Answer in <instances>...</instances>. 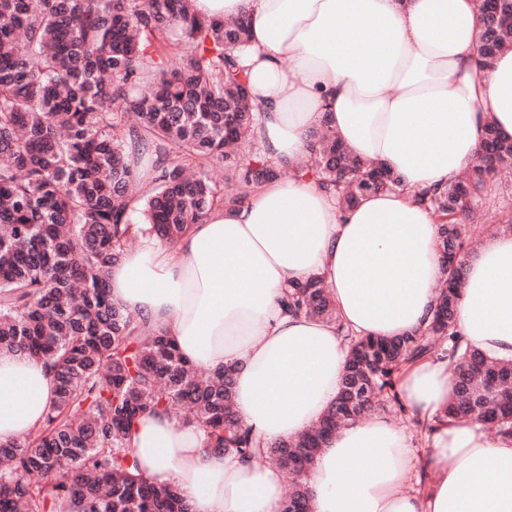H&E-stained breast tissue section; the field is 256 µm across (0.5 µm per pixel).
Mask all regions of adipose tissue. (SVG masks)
I'll return each mask as SVG.
<instances>
[{"label":"adipose tissue","mask_w":512,"mask_h":512,"mask_svg":"<svg viewBox=\"0 0 512 512\" xmlns=\"http://www.w3.org/2000/svg\"><path fill=\"white\" fill-rule=\"evenodd\" d=\"M210 18L247 16L242 50L260 106L266 156L301 161L329 120L358 157L401 176L350 210L313 180L277 179L191 225L169 253L144 239L110 273L111 296L168 336L192 363L236 370L234 407L268 441L308 431L335 401L346 365L336 325L291 316V282L321 279L341 323L361 336L424 330L445 277L438 224L410 190L442 188L476 158L485 123L512 137V50L477 65L476 0H194ZM458 330L512 359V236L463 259ZM339 322V323H340ZM410 416L428 421L420 457L388 419L339 428L310 472L312 512H512V440L476 421H448L447 362L410 365L399 384ZM55 397L44 362L0 354V443L42 425ZM131 446L142 472L175 486L191 512H281L283 472L206 448L194 426L141 416ZM430 481L407 492L418 470Z\"/></svg>","instance_id":"obj_1"}]
</instances>
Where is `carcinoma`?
Instances as JSON below:
<instances>
[{
    "label": "carcinoma",
    "mask_w": 512,
    "mask_h": 512,
    "mask_svg": "<svg viewBox=\"0 0 512 512\" xmlns=\"http://www.w3.org/2000/svg\"><path fill=\"white\" fill-rule=\"evenodd\" d=\"M478 10L479 64L489 69L512 47V3L478 0ZM248 37L245 19H202L192 0H0V353L50 365L56 382L43 424L0 444V512H190L175 488L150 482L130 446L141 414L181 409L207 447L287 470L282 512H311L309 473L325 438L381 402L405 411L400 374L430 357L453 376L448 419L512 437V360L457 332L470 225L512 171V138L491 123L466 176L414 194L437 220L446 263L425 331L358 336L337 321L322 281L288 284V312L336 323L347 345L334 403L295 441L269 442L238 421L233 369L190 365L110 300L109 271L134 240L175 243L212 210L289 173L316 180L345 210L405 191L326 120L309 135L311 162L265 156L236 54ZM144 160L155 170L149 188ZM216 167L241 190L213 180Z\"/></svg>",
    "instance_id": "1"
}]
</instances>
